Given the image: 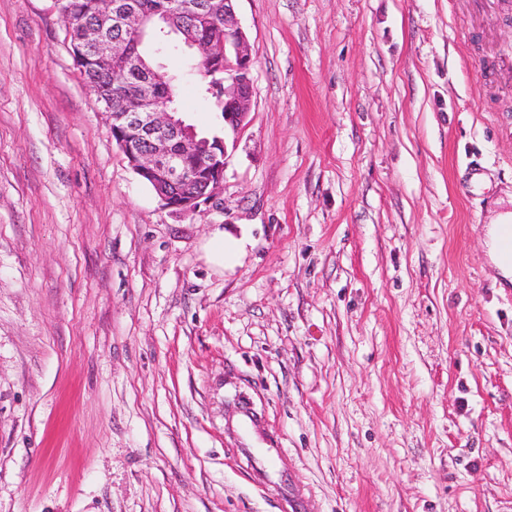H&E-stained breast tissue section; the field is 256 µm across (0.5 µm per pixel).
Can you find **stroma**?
<instances>
[{"mask_svg":"<svg viewBox=\"0 0 512 512\" xmlns=\"http://www.w3.org/2000/svg\"><path fill=\"white\" fill-rule=\"evenodd\" d=\"M213 205L128 166L52 0H0V512H512L507 0H238ZM178 96L220 116L197 77ZM485 169L465 179L469 162ZM242 241L224 267L215 230ZM244 395L282 453L242 454ZM512 223V212H506L503 214H500L498 218L496 219L495 223H493V226L490 230L491 239H492V252H493V261L495 265L502 270L505 274L512 275V265H509V262L503 258V263L500 261L498 256V249H497V240L499 239V234L506 224ZM237 248V244L225 242L223 231L216 230L206 246V251L210 262L219 267H224L225 258L235 253Z\"/></svg>","mask_w":512,"mask_h":512,"instance_id":"35a3bbf8","label":"stroma"}]
</instances>
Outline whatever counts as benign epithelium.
I'll use <instances>...</instances> for the list:
<instances>
[{"instance_id":"obj_1","label":"benign epithelium","mask_w":512,"mask_h":512,"mask_svg":"<svg viewBox=\"0 0 512 512\" xmlns=\"http://www.w3.org/2000/svg\"><path fill=\"white\" fill-rule=\"evenodd\" d=\"M237 2L194 0L179 10H149L138 0H96L92 23L68 42L74 58L95 52L101 71L110 73L118 64L139 74L127 90L138 104L132 112L112 110V98L117 96L112 86L92 83L89 89L130 168L153 189L164 208L183 216L198 214L215 197L224 182L228 144L198 137L179 113L156 104L157 72L145 64L139 46L149 33L182 29L204 16H224L229 39L192 37L187 46L203 64L224 63L221 91L231 108L224 113V129L237 135L248 123L253 88L251 49Z\"/></svg>"}]
</instances>
